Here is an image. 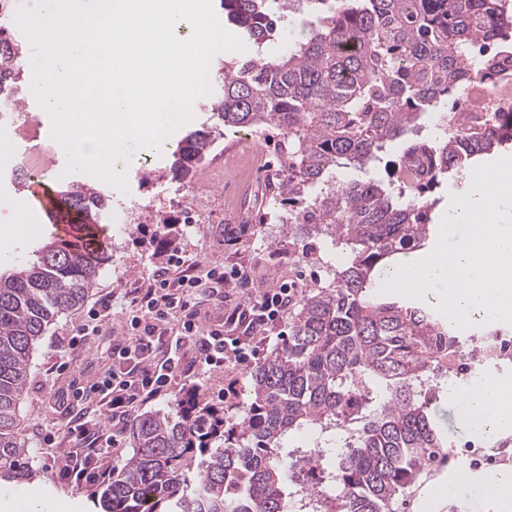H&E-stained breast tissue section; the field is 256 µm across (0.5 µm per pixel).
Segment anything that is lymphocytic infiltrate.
<instances>
[{
    "instance_id": "obj_1",
    "label": "lymphocytic infiltrate",
    "mask_w": 512,
    "mask_h": 512,
    "mask_svg": "<svg viewBox=\"0 0 512 512\" xmlns=\"http://www.w3.org/2000/svg\"><path fill=\"white\" fill-rule=\"evenodd\" d=\"M197 263L181 250L169 251L166 267L157 269L148 287L127 295L129 330L112 345V364L94 384L95 412L67 411L63 452L57 455V478L74 483L105 484L112 478L106 460L130 417L140 408L170 394L177 375H200L227 363H245L256 354L255 334L286 317L294 299L286 288L231 305L224 302V286L245 284L240 269L209 268L206 281L193 276ZM178 270L170 278V270ZM211 302L221 310L215 324L204 323L200 307ZM195 348L184 362L183 342Z\"/></svg>"
}]
</instances>
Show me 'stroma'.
I'll return each instance as SVG.
<instances>
[{"label":"stroma","instance_id":"1","mask_svg":"<svg viewBox=\"0 0 512 512\" xmlns=\"http://www.w3.org/2000/svg\"><path fill=\"white\" fill-rule=\"evenodd\" d=\"M243 130H225L217 138L215 150L223 151L224 167L239 171L247 164V151L257 146L266 156L269 172L284 168L280 153L282 135L278 129L269 128L258 132L254 144H246ZM171 157L164 151L148 153L146 158L136 159L126 170L127 192H113L112 205L133 208L145 205L142 223L121 234L109 249L110 258L101 271L84 306L66 312L52 324L35 351L30 366L27 393L22 405L25 419L23 434L30 449L31 463L40 472L38 480L26 490L29 498L47 505L48 512H95L93 497L96 487L69 486L54 476L51 467V451L39 447L35 428L43 432H57L63 420L59 408L66 397V389L72 382L91 386L100 374L110 366V349L115 336L128 329L125 291L147 287L151 273L167 261V244L181 249L200 261L202 267L224 265L237 267L250 281V293L256 294L281 286L292 288L296 297H303L313 282L325 279L326 260L343 263L347 257L344 247L319 243L316 259L306 258L301 243L288 237V227L280 218V209L264 202L265 177L242 180L238 188L249 204L244 219H237L234 197L224 182L213 183L209 188L210 207L215 221L211 224H182L178 221V201H191L194 185L191 182L173 180L168 167ZM10 168L0 157V224L23 221L28 229L20 236L0 237V271L7 272L22 260L30 259L38 244L54 232L51 224H35L26 209L7 202L13 194ZM235 227V237H227L225 226ZM112 296V328L102 335L92 336L73 349H65L62 336L71 334L80 324L90 307L104 294ZM69 354L70 367L55 373L54 364L60 355ZM251 363L228 364L223 370L200 378H176L172 395L147 404L150 412H171L176 394L193 386H200L209 400H216L227 385H234L236 397L242 398L251 389ZM458 403L450 394L441 395L433 405V411L442 434L448 440V449L454 455L450 463L419 475L414 484L405 489L392 504V512H512V501L504 502L484 498L481 508H473L466 500L450 497L428 503L425 490L429 484L446 480L449 473L467 467L462 453L464 445L480 443V436L473 428L464 426L457 413Z\"/></svg>","mask_w":512,"mask_h":512}]
</instances>
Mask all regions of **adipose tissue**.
I'll return each mask as SVG.
<instances>
[{
	"instance_id": "adipose-tissue-1",
	"label": "adipose tissue",
	"mask_w": 512,
	"mask_h": 512,
	"mask_svg": "<svg viewBox=\"0 0 512 512\" xmlns=\"http://www.w3.org/2000/svg\"><path fill=\"white\" fill-rule=\"evenodd\" d=\"M464 421L476 428H503L512 425V405L508 404L497 380L478 373L460 397Z\"/></svg>"
}]
</instances>
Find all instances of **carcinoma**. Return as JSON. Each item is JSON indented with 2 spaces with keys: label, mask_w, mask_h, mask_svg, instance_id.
Segmentation results:
<instances>
[{
  "label": "carcinoma",
  "mask_w": 512,
  "mask_h": 512,
  "mask_svg": "<svg viewBox=\"0 0 512 512\" xmlns=\"http://www.w3.org/2000/svg\"><path fill=\"white\" fill-rule=\"evenodd\" d=\"M269 0H220L224 19L261 46L279 30ZM326 10L283 53L227 61L209 121L172 153L190 180L226 127L283 132L282 223L306 245L349 248L332 278L288 313V339L250 371L251 391L214 415L201 401L132 423L133 455L97 496L100 512H387L417 475L447 458L432 405L465 352L456 328L428 306L382 292L383 272L425 248L429 194L463 180L512 141V110L475 111L503 86L512 59V0H311ZM22 42L0 28V93L28 92ZM472 92L465 125L442 103ZM446 133L417 138L424 122ZM404 150L392 179L338 182ZM62 218L104 224L112 190L76 180L58 190ZM105 251L60 240L0 273V489L37 479L21 429L32 354L47 328L81 306ZM312 428L319 452L282 453ZM306 473V482L295 479Z\"/></svg>",
  "instance_id": "obj_1"
}]
</instances>
